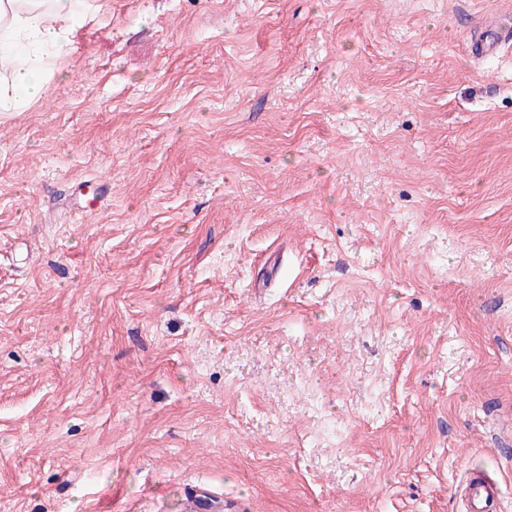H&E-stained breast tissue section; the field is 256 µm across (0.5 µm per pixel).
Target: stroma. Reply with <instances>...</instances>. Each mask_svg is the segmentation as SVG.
<instances>
[{
    "instance_id": "stroma-1",
    "label": "stroma",
    "mask_w": 512,
    "mask_h": 512,
    "mask_svg": "<svg viewBox=\"0 0 512 512\" xmlns=\"http://www.w3.org/2000/svg\"><path fill=\"white\" fill-rule=\"evenodd\" d=\"M512 0H111L0 116V512H512ZM107 183L82 224L71 187ZM512 41V26H491L484 29L482 35L470 43V54L480 58L493 54L504 43ZM467 512H491L498 510L500 489L497 481L490 475L470 478L465 489Z\"/></svg>"
}]
</instances>
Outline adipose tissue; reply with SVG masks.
<instances>
[{
	"instance_id": "1",
	"label": "adipose tissue",
	"mask_w": 512,
	"mask_h": 512,
	"mask_svg": "<svg viewBox=\"0 0 512 512\" xmlns=\"http://www.w3.org/2000/svg\"><path fill=\"white\" fill-rule=\"evenodd\" d=\"M106 0H0V115L21 112L61 74L72 39Z\"/></svg>"
}]
</instances>
